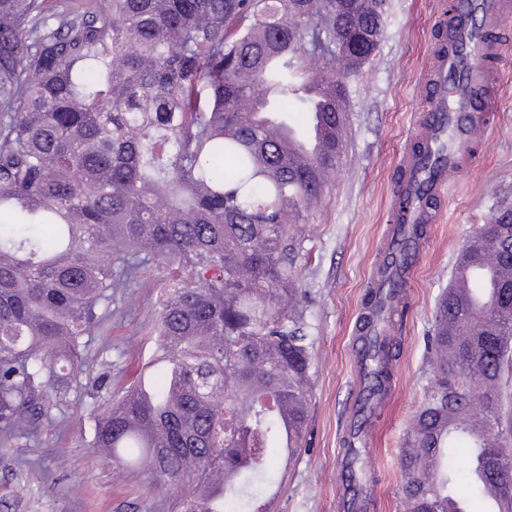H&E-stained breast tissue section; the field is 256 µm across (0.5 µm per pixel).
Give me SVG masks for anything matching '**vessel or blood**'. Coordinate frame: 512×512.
<instances>
[{
	"instance_id": "1",
	"label": "vessel or blood",
	"mask_w": 512,
	"mask_h": 512,
	"mask_svg": "<svg viewBox=\"0 0 512 512\" xmlns=\"http://www.w3.org/2000/svg\"><path fill=\"white\" fill-rule=\"evenodd\" d=\"M504 11V0H456L455 19L432 53L430 99L421 134L422 140L431 145L450 136L452 152L434 175L424 168L420 154L411 150L404 153V190L413 192L421 187L434 199L446 197L451 181L469 160L473 142L484 135L487 117L495 111L497 102L482 65L492 50L482 26L497 23ZM324 132V123L313 114L307 136L300 139L294 133H282V146L292 158L304 161L317 151ZM385 249L395 260H407L409 269H416L420 263L421 244L397 236L387 239Z\"/></svg>"
}]
</instances>
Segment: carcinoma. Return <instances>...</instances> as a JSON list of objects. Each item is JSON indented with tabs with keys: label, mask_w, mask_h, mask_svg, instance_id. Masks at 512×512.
I'll return each instance as SVG.
<instances>
[{
	"label": "carcinoma",
	"mask_w": 512,
	"mask_h": 512,
	"mask_svg": "<svg viewBox=\"0 0 512 512\" xmlns=\"http://www.w3.org/2000/svg\"><path fill=\"white\" fill-rule=\"evenodd\" d=\"M386 0H0V448L36 440L50 394L70 387L112 293L150 264L169 274L153 327L164 366L94 416L89 445L175 489L169 512H268L272 452L291 457L312 397L313 339L291 271L288 225L342 161L336 127L306 163L253 111L307 114L315 79L336 97V60L380 37ZM319 64L311 69L309 60ZM493 234L512 246V208ZM476 233L462 250L490 256ZM512 278L476 309L449 284L428 340L432 378L400 456L405 512H452L461 442L483 458L471 489L512 512ZM361 329L363 407L388 391L394 306ZM368 480L360 450L346 463Z\"/></svg>",
	"instance_id": "carcinoma-1"
}]
</instances>
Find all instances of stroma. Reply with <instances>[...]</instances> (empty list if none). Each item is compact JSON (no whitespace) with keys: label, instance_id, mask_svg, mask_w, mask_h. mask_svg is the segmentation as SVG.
Segmentation results:
<instances>
[{"label":"stroma","instance_id":"stroma-1","mask_svg":"<svg viewBox=\"0 0 512 512\" xmlns=\"http://www.w3.org/2000/svg\"><path fill=\"white\" fill-rule=\"evenodd\" d=\"M447 7L448 0H387L374 56L346 81L343 164L305 223L292 227L298 240L292 267L314 341V376L306 440L279 466L282 489L272 512H343L342 438L351 420L362 306L389 229L401 155L419 141L424 70ZM496 32L504 49L493 65L497 112L438 222L427 227L395 330L391 393L366 440L374 512H404L399 456L431 377L426 341L456 255L479 225L512 206V17ZM163 283L161 268L149 265L136 284L113 294L112 315L93 329L81 371L53 409L52 426L38 442L0 451V512H167L170 485L141 470H119L89 445L100 362L112 364V392L147 369L157 352L150 330Z\"/></svg>","mask_w":512,"mask_h":512}]
</instances>
